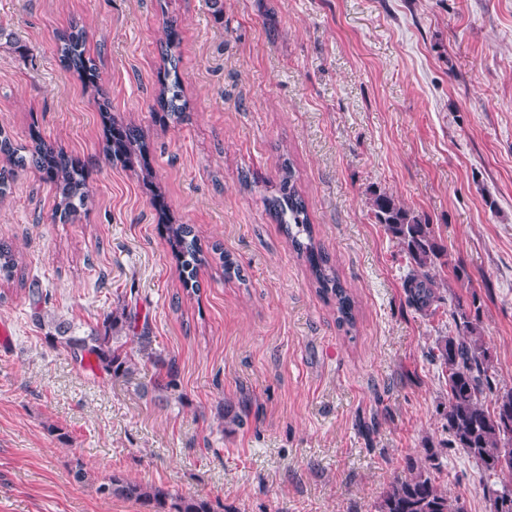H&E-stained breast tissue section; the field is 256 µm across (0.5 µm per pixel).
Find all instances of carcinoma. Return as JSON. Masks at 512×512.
Instances as JSON below:
<instances>
[{
  "instance_id": "cac0c4a2",
  "label": "carcinoma",
  "mask_w": 512,
  "mask_h": 512,
  "mask_svg": "<svg viewBox=\"0 0 512 512\" xmlns=\"http://www.w3.org/2000/svg\"><path fill=\"white\" fill-rule=\"evenodd\" d=\"M85 32L73 29L61 38V53L68 67H86ZM179 82L160 91L158 106L180 119L185 104ZM146 152L145 136L136 126H118L107 140L104 160L139 169L142 181L151 182L152 173L140 164ZM27 168L45 174L55 187L57 209L64 216L76 212L88 198L84 191L85 164L62 148L37 139L29 146L14 142L0 129V197L11 189L18 172ZM268 208L285 224L288 240L296 254L308 265L320 294L333 302L338 324L351 332L356 325L355 301L321 247L315 242L307 204L300 193L290 164L281 166L277 194L267 199ZM371 211L377 223L397 239L413 261L404 288L408 304L425 316L436 312L444 302L438 292L436 269L446 265L444 249L435 239L433 225L406 208L386 192H375ZM169 243L178 260L179 277L187 292L197 293L199 267L208 263V256L198 246L187 224L166 225ZM18 260L14 251L0 244V281L9 283L18 277ZM451 316L457 334L439 336L432 348L433 358L445 368L448 398L443 418L448 432L445 448L460 449L484 471L504 474L508 481L489 486L484 494L490 512H512V388H501L493 377V356L480 329L478 316L456 299ZM126 314L108 313L101 326L88 336H69L62 324L54 326L55 334L48 340L65 345L75 359L96 366L113 378L132 380L139 360L154 359L150 337H139L138 353L125 349L119 336ZM443 448V449H445ZM443 449L427 454L420 465L411 457L405 459L402 471L396 474L372 505L373 512H469L467 499L450 495L435 482L433 472L440 470ZM97 492L107 498L119 497L141 502L151 512H216L203 499L147 488L140 483L111 474L98 485Z\"/></svg>"
}]
</instances>
